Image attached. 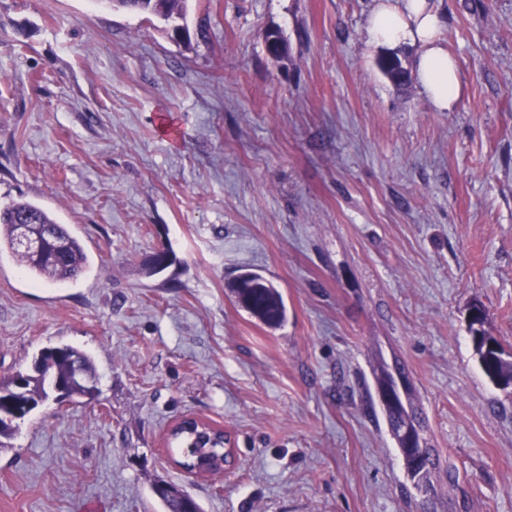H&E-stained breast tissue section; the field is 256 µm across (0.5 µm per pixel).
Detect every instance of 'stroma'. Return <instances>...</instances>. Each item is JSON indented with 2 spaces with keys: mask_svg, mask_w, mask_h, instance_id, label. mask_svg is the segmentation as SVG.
Masks as SVG:
<instances>
[{
  "mask_svg": "<svg viewBox=\"0 0 512 512\" xmlns=\"http://www.w3.org/2000/svg\"><path fill=\"white\" fill-rule=\"evenodd\" d=\"M432 2L448 112L380 69L375 0H190L181 41L104 0H0V204L49 209L90 258L53 285L0 256V377L69 345L97 387L19 424L0 512H166L160 481L202 512H423L367 409L380 356L456 469L436 512H512V389L469 332L482 305L512 351V0ZM245 271L282 327L235 302ZM182 416L223 428V474L176 465ZM228 288L236 302L249 315L268 326L279 328L287 318V309L280 291L265 277L243 273Z\"/></svg>",
  "mask_w": 512,
  "mask_h": 512,
  "instance_id": "1",
  "label": "stroma"
}]
</instances>
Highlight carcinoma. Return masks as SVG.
Returning <instances> with one entry per match:
<instances>
[{
	"label": "carcinoma",
	"mask_w": 512,
	"mask_h": 512,
	"mask_svg": "<svg viewBox=\"0 0 512 512\" xmlns=\"http://www.w3.org/2000/svg\"><path fill=\"white\" fill-rule=\"evenodd\" d=\"M117 10L150 14L166 25L174 27L173 34L186 33L188 0H105ZM36 225L38 232L47 238V248L41 254L22 250L17 244V225ZM6 251L36 282L65 284L76 280L89 269V257L82 241L61 224L54 213L24 199L13 200L0 206V252ZM228 288L236 302L249 315L270 328L283 326L287 309L280 291L265 277L256 273H243ZM485 319L470 322L474 352L484 374L494 383L512 384V360L493 352H484L485 346L497 342L484 329ZM405 380V391L394 405H382L380 411L388 431L395 440L402 457L407 477L415 488L431 498L436 491L433 478L440 471L439 456L428 440L424 447L411 448L403 429L413 423L424 422L422 408L412 393V384L404 366L379 359L373 369L376 389L395 384L396 377ZM96 377L90 357L73 347L64 345L47 348L34 358L27 373L0 379V409L6 410L14 403L29 405L23 411L27 416L50 398L55 400L93 397ZM181 489L171 483H157L154 495L163 503L167 512H181L184 502Z\"/></svg>",
	"instance_id": "carcinoma-1"
}]
</instances>
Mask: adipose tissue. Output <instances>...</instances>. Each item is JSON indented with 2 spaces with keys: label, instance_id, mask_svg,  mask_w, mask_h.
<instances>
[{
  "label": "adipose tissue",
  "instance_id": "1",
  "mask_svg": "<svg viewBox=\"0 0 512 512\" xmlns=\"http://www.w3.org/2000/svg\"><path fill=\"white\" fill-rule=\"evenodd\" d=\"M443 21L430 0H378L369 17L374 43L419 46L414 73L435 108L451 110L460 96L457 66L442 44Z\"/></svg>",
  "mask_w": 512,
  "mask_h": 512
}]
</instances>
